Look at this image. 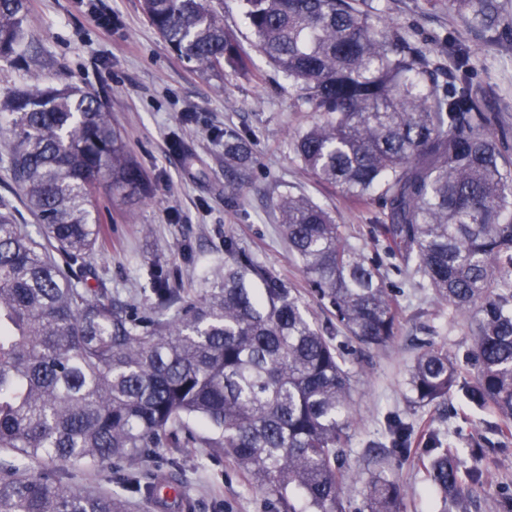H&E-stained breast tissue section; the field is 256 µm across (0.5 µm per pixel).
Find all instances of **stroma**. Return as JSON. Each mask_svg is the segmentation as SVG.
I'll use <instances>...</instances> for the list:
<instances>
[{"label": "stroma", "instance_id": "stroma-1", "mask_svg": "<svg viewBox=\"0 0 512 512\" xmlns=\"http://www.w3.org/2000/svg\"><path fill=\"white\" fill-rule=\"evenodd\" d=\"M382 14L400 23L418 45L455 40L465 44L474 66L473 81L486 93L497 117L495 134L512 149V42L489 41L443 0H376ZM225 28L241 53L254 58L257 71H199L180 58L146 21L141 0H30L27 27L31 58L23 69L0 63V91L15 85L72 84L97 95L112 125L150 188L149 196L109 189L99 192L97 217L103 242L89 259L90 287H104L112 299L141 316L172 317L154 304L148 272L161 269L170 283L191 297L224 276V239L296 287L304 279L277 222L275 201L289 190L302 193L330 211L353 243L381 260L385 284L403 313L393 344L383 350H355L353 415L357 425L347 464L358 481L346 493L360 499L362 479L375 473L374 456L387 443L390 419L414 426L415 438L440 430L468 460L471 441H481L495 478L474 495L470 512H501L502 497H512V440L501 442L492 430L497 416L475 411L458 399L439 407L418 408L410 401L407 371L427 344L447 346L464 357L471 322L450 317L430 294L413 290L407 274L395 268L370 233L376 204L354 206L302 168L293 150L296 130L315 114L294 107L287 80L258 58L254 37L236 0H216ZM110 15L109 27L97 14ZM249 132L252 158L244 192L230 181L224 156V131ZM179 492L195 512H278L272 494L257 488L230 460L200 449L182 452ZM386 474L406 489L405 512H439L421 453L389 457Z\"/></svg>", "mask_w": 512, "mask_h": 512}]
</instances>
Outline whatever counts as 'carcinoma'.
Masks as SVG:
<instances>
[{"label": "carcinoma", "mask_w": 512, "mask_h": 512, "mask_svg": "<svg viewBox=\"0 0 512 512\" xmlns=\"http://www.w3.org/2000/svg\"><path fill=\"white\" fill-rule=\"evenodd\" d=\"M448 11L512 35L509 0H447ZM256 51L319 113L293 148L319 182L354 204L376 202L374 236L416 286L473 320L472 380L460 359L430 345L408 371L413 403L456 395L499 418L512 440V156L475 88L470 52L455 70L374 20L362 0H242ZM148 22L202 72L247 69L207 0H142ZM28 0H0V63L26 55ZM14 148L0 164L43 228L39 242L0 202V512H130L108 490L80 492L72 473L110 464L148 500L180 463L143 470L161 448L222 453L283 512H404L405 491L379 470L360 503L346 497L354 420L352 374L337 327L366 349L394 342L400 313L380 263L324 208L291 191L275 202L288 247L336 321L318 325L298 288L224 240V282L190 300L151 272L159 308L146 320L87 286L85 257L102 238L93 212L103 187L146 193L105 104L73 87L0 93ZM250 135L224 132L247 157ZM204 424L199 435L193 424ZM406 457L410 427L388 428ZM424 468L441 512H468L490 465L461 469L458 449L429 431Z\"/></svg>", "instance_id": "obj_1"}]
</instances>
